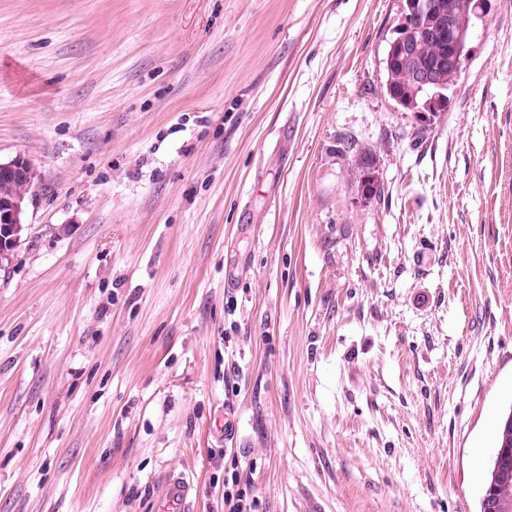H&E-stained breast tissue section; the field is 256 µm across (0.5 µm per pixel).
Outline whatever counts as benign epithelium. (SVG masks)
I'll return each mask as SVG.
<instances>
[{"label": "benign epithelium", "mask_w": 512, "mask_h": 512, "mask_svg": "<svg viewBox=\"0 0 512 512\" xmlns=\"http://www.w3.org/2000/svg\"><path fill=\"white\" fill-rule=\"evenodd\" d=\"M429 4L415 2L411 10L414 12L415 25L391 43L388 61H397L402 65L412 84L426 95L425 109L434 116L443 110L446 96L442 92L439 71L445 66L460 72L470 52L469 39L473 23L467 16L448 9V20L440 21L435 27H427L421 23V17L427 13ZM438 34L448 39V57L438 65L422 64L412 52V44L419 33ZM0 175L7 178L17 176L28 181V188L35 187L38 173L33 163L25 157L17 156L8 162H0ZM25 196L0 197V269L8 267L16 259L22 243V234L28 229L25 222Z\"/></svg>", "instance_id": "7a95c632"}]
</instances>
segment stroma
<instances>
[{
    "mask_svg": "<svg viewBox=\"0 0 512 512\" xmlns=\"http://www.w3.org/2000/svg\"><path fill=\"white\" fill-rule=\"evenodd\" d=\"M403 0H0V512H480L512 410V0L448 105ZM374 156L379 198L362 200ZM433 1L444 3L443 8L448 15V21L446 22L442 19L436 27H427L423 22L421 23L423 14H432V12L427 10L429 7L428 3L412 2V7L410 8L409 1H403L404 10L401 12L403 21L397 25L394 31L396 36L391 41L407 31L402 37L391 43L388 61L396 60L405 68L407 76L399 65L394 62L390 67L386 68L387 79L385 87L389 97L403 109L410 111L408 110L409 105H406L407 101L409 104L414 106L417 104L419 107L425 102V109L431 111L429 114L434 117L443 110L446 104V96L441 91L442 85L439 71L445 65L448 66V69L453 68L458 73L462 71L470 52L469 39L474 23H471L469 17L461 16L453 10L448 5V0ZM411 10L414 12V16ZM414 22L415 25H413ZM410 25L413 26L409 27ZM420 32L429 35L431 33L434 35L438 33L441 39L448 37V57H445L438 65H424L412 52V44ZM408 79L419 91L425 93L426 101L425 97L414 89ZM0 175L6 178L18 176L28 181V188L32 190L38 180V173L33 163L25 157L17 156L8 162H0ZM26 183L16 178H1V195L20 194ZM27 196L0 197V269L8 267L16 259L22 243V234L28 230L25 222ZM504 447H510L512 448V410L509 411V413L503 418L502 424H501V431H500V437L498 442V449L496 455L492 459V465L489 471V478L487 480V483L485 485V490L488 488V486L491 484V482L494 479L495 473L492 474L494 469L495 460L497 459L498 453L501 448ZM510 448H504L501 451V455H512V449ZM234 466L231 460V485L229 478H224V503L229 506L228 512H259L260 500L251 490L250 482H245V488L239 487L240 476ZM192 486L181 474L169 473L163 479L159 512H192Z\"/></svg>",
    "mask_w": 512,
    "mask_h": 512,
    "instance_id": "stroma-1",
    "label": "stroma"
}]
</instances>
